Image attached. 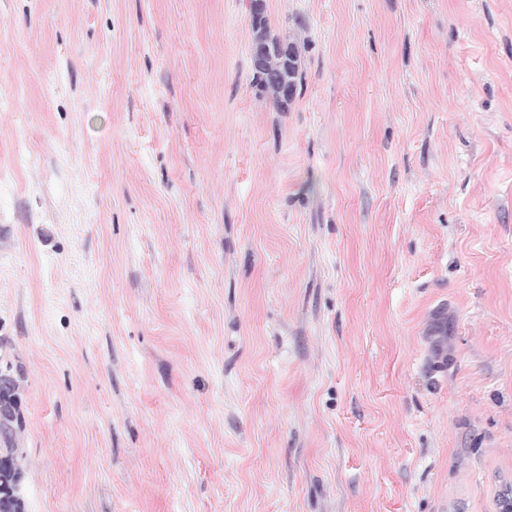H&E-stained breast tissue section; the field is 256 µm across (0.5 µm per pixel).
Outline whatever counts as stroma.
Returning <instances> with one entry per match:
<instances>
[{
	"label": "stroma",
	"instance_id": "stroma-1",
	"mask_svg": "<svg viewBox=\"0 0 512 512\" xmlns=\"http://www.w3.org/2000/svg\"><path fill=\"white\" fill-rule=\"evenodd\" d=\"M0 0V369L29 512H496L512 0ZM42 59L36 67L34 59ZM250 8V26L254 31V23H257L263 29L265 35L271 41L283 46V53L272 55L261 60L257 56L256 45L253 48L251 65L253 69L254 78L257 84L270 95L273 102L281 109H286L283 106L292 103L296 97L300 96L303 86L305 75L301 69L300 57L301 49L296 42L282 43L278 38L271 36L270 23L265 11L264 4L262 3L261 10L254 17V3L257 0H251ZM255 32V31H254ZM288 82L292 87V95L288 100L283 97V87L288 86Z\"/></svg>",
	"mask_w": 512,
	"mask_h": 512
}]
</instances>
